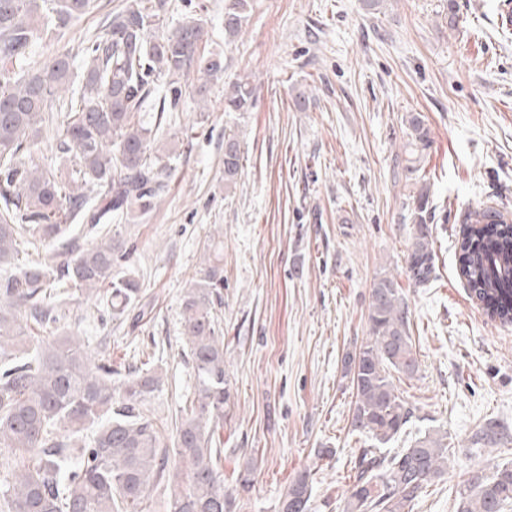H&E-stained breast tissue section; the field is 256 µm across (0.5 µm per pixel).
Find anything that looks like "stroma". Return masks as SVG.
Returning <instances> with one entry per match:
<instances>
[{"label":"stroma","mask_w":512,"mask_h":512,"mask_svg":"<svg viewBox=\"0 0 512 512\" xmlns=\"http://www.w3.org/2000/svg\"><path fill=\"white\" fill-rule=\"evenodd\" d=\"M225 0H172L168 27L195 14L224 81L206 107L185 97L155 145L176 146L168 193L148 218L113 221L135 248L119 271L136 279L143 317L112 318L73 294L61 325L121 372L161 367L149 407L171 422L195 377L182 301L212 243L224 245V370L230 398L220 431L226 488L251 469L237 512H278L288 484L308 472L309 512H345L349 476L373 446L355 431L344 358L369 336L375 276L401 285L419 369L395 375L415 409L393 454L416 435L448 443V462L409 512H456L469 475L512 463V323L490 318L458 265L468 211L512 210V0H251L241 34L224 42ZM58 46L82 67L87 37L121 0H96ZM257 88L252 111L224 109V86ZM418 114L430 146L408 172L406 121ZM188 134L174 145L173 137ZM241 142V174L224 189V136ZM444 210L434 234L435 278L410 286L407 204L421 185ZM504 437L481 440L486 420ZM332 449L329 457L319 456Z\"/></svg>","instance_id":"1"}]
</instances>
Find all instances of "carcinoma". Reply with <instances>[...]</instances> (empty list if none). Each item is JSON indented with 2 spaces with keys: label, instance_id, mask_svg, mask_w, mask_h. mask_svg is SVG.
<instances>
[{
  "label": "carcinoma",
  "instance_id": "obj_1",
  "mask_svg": "<svg viewBox=\"0 0 512 512\" xmlns=\"http://www.w3.org/2000/svg\"><path fill=\"white\" fill-rule=\"evenodd\" d=\"M94 0H0V455L13 459L0 512H146L150 486L164 480L167 449L148 401L163 385L160 368L128 373L92 356L79 338L57 336L61 298L75 288L119 318L139 303L141 288L114 269L129 258L112 237V214L147 217L169 190L171 168L153 147L167 113L192 87L205 102L207 87L224 77L221 55L204 52V27L189 20L165 29L169 0H123L83 48L79 87L70 86L72 55L56 50L38 67L34 48L61 42L70 26L91 14ZM249 0H227L224 40L248 21ZM157 115L141 118L158 91ZM255 88L244 79L224 89V111L248 112ZM57 129V149L72 155L76 176L50 162L26 161L45 129ZM409 144L429 147L420 116L407 121ZM241 171L237 135L224 136V189ZM414 231L405 258L413 287L428 284L435 269L433 226L446 221L423 185L411 205ZM97 242L65 251L54 264L43 250L66 246L76 223ZM459 271L493 318L512 323V220L508 210L486 206L463 220ZM224 255L216 252L188 288L182 303L196 379L194 398L176 422L172 452L178 491L169 512H235L224 487L221 449L230 393L224 371V336L216 308L224 305ZM369 337L345 357L356 391L353 426L381 448L413 418L397 394L393 373L417 370L410 313L395 279H374ZM98 424L92 439L80 436ZM67 434H61L62 428ZM448 461V444L428 434L391 456L367 451L354 466L348 512H406ZM312 487L299 475L283 493L280 510L308 512ZM512 506V464L475 483L467 481L458 512H505Z\"/></svg>",
  "mask_w": 512,
  "mask_h": 512
}]
</instances>
